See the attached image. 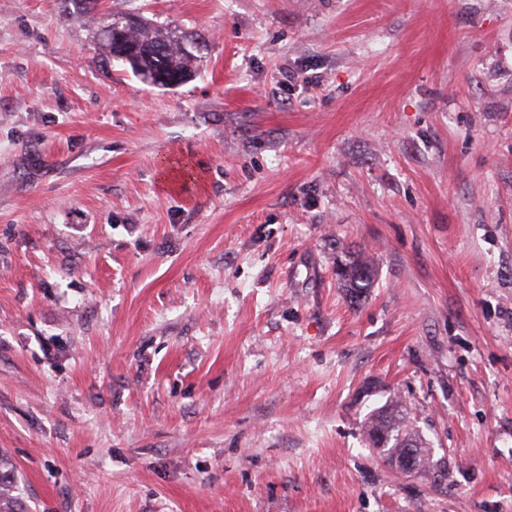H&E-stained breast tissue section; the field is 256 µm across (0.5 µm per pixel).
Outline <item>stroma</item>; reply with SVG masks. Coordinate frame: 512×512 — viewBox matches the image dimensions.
<instances>
[{"instance_id": "1", "label": "stroma", "mask_w": 512, "mask_h": 512, "mask_svg": "<svg viewBox=\"0 0 512 512\" xmlns=\"http://www.w3.org/2000/svg\"><path fill=\"white\" fill-rule=\"evenodd\" d=\"M113 5L183 38L187 82L0 0L24 512H512V0ZM394 404L429 470L370 448ZM336 275L346 298L351 303H358L374 287L376 268L371 257L358 254L353 260L337 266Z\"/></svg>"}]
</instances>
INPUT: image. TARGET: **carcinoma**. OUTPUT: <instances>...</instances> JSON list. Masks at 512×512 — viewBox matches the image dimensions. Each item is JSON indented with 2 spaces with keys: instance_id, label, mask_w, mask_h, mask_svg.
Here are the masks:
<instances>
[{
  "instance_id": "obj_1",
  "label": "carcinoma",
  "mask_w": 512,
  "mask_h": 512,
  "mask_svg": "<svg viewBox=\"0 0 512 512\" xmlns=\"http://www.w3.org/2000/svg\"><path fill=\"white\" fill-rule=\"evenodd\" d=\"M98 34V44L102 56L121 60L129 65L132 72L149 77L157 85L181 84L191 75V60L179 41L162 30L145 23L125 30V43L131 55L123 60L112 41L101 29L100 20L92 18ZM337 280L344 295L352 303L359 302L376 280L374 261L369 256L356 258L337 266ZM366 434L373 445H383L384 452L399 459L406 448L423 444L418 431L410 425L407 414L394 408L388 414H375L366 424ZM16 481L15 469L0 456V512H23L18 505V497L13 494Z\"/></svg>"
}]
</instances>
